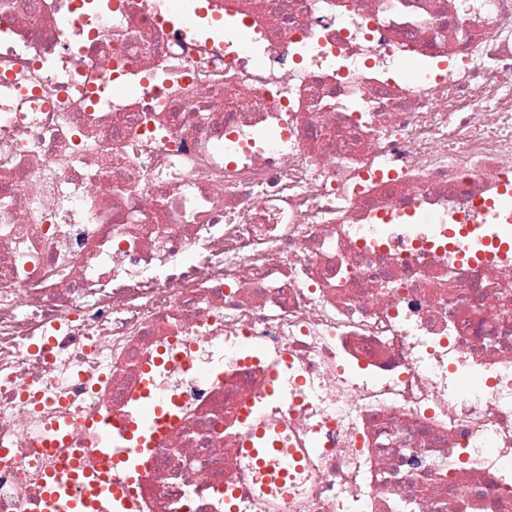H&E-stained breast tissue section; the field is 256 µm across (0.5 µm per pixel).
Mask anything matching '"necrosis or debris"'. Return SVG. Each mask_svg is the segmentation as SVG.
<instances>
[{"mask_svg": "<svg viewBox=\"0 0 512 512\" xmlns=\"http://www.w3.org/2000/svg\"><path fill=\"white\" fill-rule=\"evenodd\" d=\"M146 379L138 512H512V0H0V512ZM255 437L260 440L261 448H258L253 440H248L244 445L246 455L261 469H266L273 462L279 461V464L272 471V477L277 481H286L290 468L296 464V461H300V457L296 454L295 458L291 460L282 458L281 448H275L276 436L273 433H268L266 429L260 428L257 430Z\"/></svg>", "mask_w": 512, "mask_h": 512, "instance_id": "1", "label": "necrosis or debris"}]
</instances>
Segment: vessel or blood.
<instances>
[{
	"label": "vessel or blood",
	"mask_w": 512,
	"mask_h": 512,
	"mask_svg": "<svg viewBox=\"0 0 512 512\" xmlns=\"http://www.w3.org/2000/svg\"><path fill=\"white\" fill-rule=\"evenodd\" d=\"M145 407L134 418L120 427H103L106 441L111 444L114 465L138 462L147 444L156 442L173 421L169 405L153 401L150 389L139 394ZM245 452L254 464L272 471L275 480L286 481L291 460L282 458L276 446V437L266 429H259L253 440L245 444ZM112 504V512H135L136 504L125 485L110 481L107 475H96L82 470L78 459L62 461L57 470L47 473L42 485L40 512H94L99 501Z\"/></svg>",
	"instance_id": "obj_1"
}]
</instances>
